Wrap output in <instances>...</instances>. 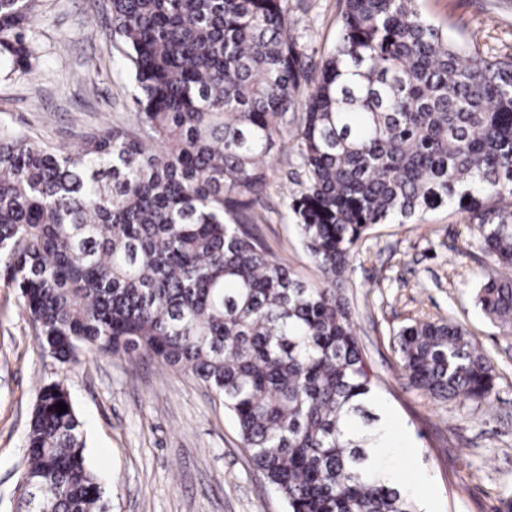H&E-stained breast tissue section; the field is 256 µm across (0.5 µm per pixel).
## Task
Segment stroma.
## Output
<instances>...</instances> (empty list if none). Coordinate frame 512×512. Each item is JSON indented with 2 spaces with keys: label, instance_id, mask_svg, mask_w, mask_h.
<instances>
[{
  "label": "stroma",
  "instance_id": "stroma-1",
  "mask_svg": "<svg viewBox=\"0 0 512 512\" xmlns=\"http://www.w3.org/2000/svg\"><path fill=\"white\" fill-rule=\"evenodd\" d=\"M105 0H37L43 55L23 76L0 75V125L80 147L100 127L130 122L133 87L110 38ZM288 32L315 76L336 41L339 0H283ZM451 40L512 56V0H420ZM287 123L268 161V186L238 197L253 233L304 280L321 273L289 207L304 185L296 132ZM493 260L469 214L452 205L408 224H378L353 250L347 279L355 328L377 377L376 406L393 418L386 464L412 488L429 476L425 512H512V335L482 313L475 289ZM417 319L463 324L488 355L492 404L439 401L411 387L393 349ZM68 391L85 455L104 476L111 512H288L251 465L221 405L185 371L126 354L91 352L60 364L35 338L20 293L0 267V512H18L25 432L38 381Z\"/></svg>",
  "mask_w": 512,
  "mask_h": 512
}]
</instances>
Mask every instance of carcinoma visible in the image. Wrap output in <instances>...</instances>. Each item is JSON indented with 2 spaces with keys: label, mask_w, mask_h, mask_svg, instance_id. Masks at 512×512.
Returning a JSON list of instances; mask_svg holds the SVG:
<instances>
[{
  "label": "carcinoma",
  "mask_w": 512,
  "mask_h": 512,
  "mask_svg": "<svg viewBox=\"0 0 512 512\" xmlns=\"http://www.w3.org/2000/svg\"><path fill=\"white\" fill-rule=\"evenodd\" d=\"M134 89L130 125L69 149L0 128V253L40 348L140 354L224 405L288 512H421L387 478L375 376L345 297L370 226L456 204L496 268L475 300L512 333V57L471 56L418 0H343L302 101L306 187L290 207L322 284L298 279L236 206L268 186L299 57L283 0H109ZM33 0H0V66L38 61ZM409 384L491 403L494 366L446 320L401 327ZM67 405L58 413L57 403ZM27 512H110L70 395L44 385L29 421Z\"/></svg>",
  "instance_id": "cac0c4a2"
}]
</instances>
